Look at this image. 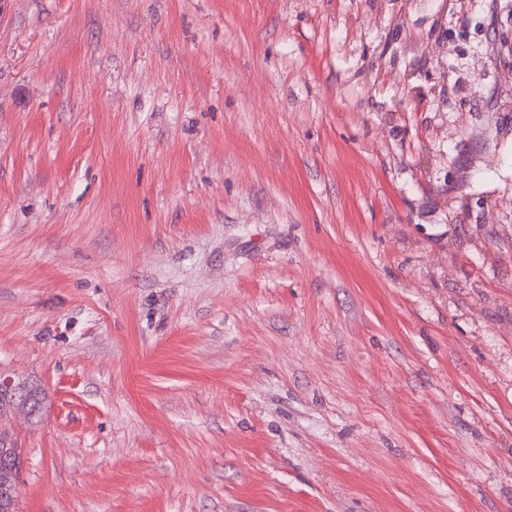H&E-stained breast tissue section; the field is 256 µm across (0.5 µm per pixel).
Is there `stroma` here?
<instances>
[{"mask_svg":"<svg viewBox=\"0 0 512 512\" xmlns=\"http://www.w3.org/2000/svg\"><path fill=\"white\" fill-rule=\"evenodd\" d=\"M19 512H512V0H0ZM21 382L23 384L22 395L25 399L24 401L20 400L22 396L14 399L13 395L6 396L5 394H0V421L10 416L14 403L19 402V400L27 405L29 416L36 419H40L43 416L48 399L47 393L44 389L34 386L23 379H21Z\"/></svg>","mask_w":512,"mask_h":512,"instance_id":"obj_1","label":"stroma"}]
</instances>
